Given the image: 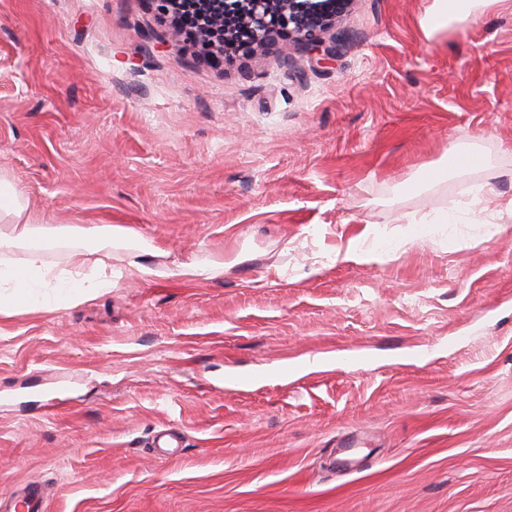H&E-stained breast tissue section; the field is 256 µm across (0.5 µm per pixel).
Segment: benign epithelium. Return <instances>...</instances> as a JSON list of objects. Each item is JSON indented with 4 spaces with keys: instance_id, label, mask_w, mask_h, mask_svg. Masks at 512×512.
Wrapping results in <instances>:
<instances>
[{
    "instance_id": "benign-epithelium-1",
    "label": "benign epithelium",
    "mask_w": 512,
    "mask_h": 512,
    "mask_svg": "<svg viewBox=\"0 0 512 512\" xmlns=\"http://www.w3.org/2000/svg\"><path fill=\"white\" fill-rule=\"evenodd\" d=\"M162 19L180 9L182 0H150ZM193 28L189 41L205 44L206 59L215 66L227 53L250 55L266 50L276 37H287L321 51L322 33L332 28L351 0H187Z\"/></svg>"
}]
</instances>
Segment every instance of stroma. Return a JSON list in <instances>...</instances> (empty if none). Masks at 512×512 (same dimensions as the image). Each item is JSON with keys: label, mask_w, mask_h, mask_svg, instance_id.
Instances as JSON below:
<instances>
[{"label": "stroma", "mask_w": 512, "mask_h": 512, "mask_svg": "<svg viewBox=\"0 0 512 512\" xmlns=\"http://www.w3.org/2000/svg\"><path fill=\"white\" fill-rule=\"evenodd\" d=\"M431 3L218 68L147 0H0V173L148 244L0 315V512H512V0ZM502 0H433L420 16L419 28L426 39L448 31L455 22L477 17L492 3Z\"/></svg>", "instance_id": "stroma-1"}]
</instances>
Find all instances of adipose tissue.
I'll use <instances>...</instances> for the list:
<instances>
[{
    "label": "adipose tissue",
    "mask_w": 512,
    "mask_h": 512,
    "mask_svg": "<svg viewBox=\"0 0 512 512\" xmlns=\"http://www.w3.org/2000/svg\"><path fill=\"white\" fill-rule=\"evenodd\" d=\"M493 0H432L420 16L425 38L445 32L455 22L477 17ZM22 193L0 175V314L16 307L31 311L51 304L52 293L69 300L89 299L112 286V268L103 260L88 267L60 269L50 264L49 252L68 249L100 252L116 242H137L130 229L112 224H41L25 213Z\"/></svg>",
    "instance_id": "adipose-tissue-1"
}]
</instances>
